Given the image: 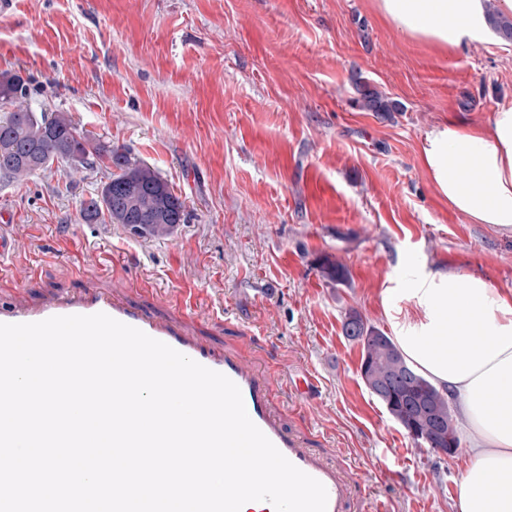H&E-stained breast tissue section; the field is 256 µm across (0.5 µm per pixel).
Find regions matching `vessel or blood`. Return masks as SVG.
<instances>
[{
  "label": "vessel or blood",
  "instance_id": "1",
  "mask_svg": "<svg viewBox=\"0 0 512 512\" xmlns=\"http://www.w3.org/2000/svg\"><path fill=\"white\" fill-rule=\"evenodd\" d=\"M95 313L107 314L140 329L199 364L227 376L240 388L252 422L291 463L325 486L327 512H366L364 502L355 495L354 474L321 449L311 447L305 434L286 427L275 403V382L239 351L220 350L193 336L187 319L165 317L120 298L106 296L96 278L91 276L86 277L78 294L56 297L37 306L20 302L8 305L0 301V323H32L54 316Z\"/></svg>",
  "mask_w": 512,
  "mask_h": 512
}]
</instances>
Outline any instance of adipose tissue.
Segmentation results:
<instances>
[{"label": "adipose tissue", "instance_id": "adipose-tissue-1", "mask_svg": "<svg viewBox=\"0 0 512 512\" xmlns=\"http://www.w3.org/2000/svg\"><path fill=\"white\" fill-rule=\"evenodd\" d=\"M493 5L512 15V0H375L406 39L447 52L495 39ZM421 161L456 213L512 233V102L485 127L434 126ZM383 300L407 362L447 391L464 421L458 512H512V290L430 272L396 279ZM407 303L421 308L419 320L403 318Z\"/></svg>", "mask_w": 512, "mask_h": 512}]
</instances>
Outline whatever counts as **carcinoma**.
<instances>
[{
    "label": "carcinoma",
    "instance_id": "carcinoma-1",
    "mask_svg": "<svg viewBox=\"0 0 512 512\" xmlns=\"http://www.w3.org/2000/svg\"><path fill=\"white\" fill-rule=\"evenodd\" d=\"M29 81L17 72L0 73V107L8 115L0 120V177L23 182L37 173L52 169L54 162H67L84 169L104 165L108 181L101 192L84 202L83 219L87 224L105 220L109 224H139L138 238L167 236L187 221L185 205L171 189L157 192L164 182L150 166L133 162L121 148L103 145L86 135L76 139L77 126L65 112L35 114L28 102ZM355 103L376 113L394 112L398 104L367 85L357 88ZM320 268L331 282H342L346 271L328 258ZM344 333L355 331L370 339L362 349L360 376L370 394L405 430L422 428L410 414L409 405L426 397L431 410L448 427V436L458 438L448 396L412 368L397 345L383 331L363 321L354 309L345 315ZM392 385L388 399L376 391V384Z\"/></svg>",
    "mask_w": 512,
    "mask_h": 512
}]
</instances>
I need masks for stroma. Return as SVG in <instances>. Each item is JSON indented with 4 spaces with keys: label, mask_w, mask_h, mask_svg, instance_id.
Segmentation results:
<instances>
[{
    "label": "stroma",
    "mask_w": 512,
    "mask_h": 512,
    "mask_svg": "<svg viewBox=\"0 0 512 512\" xmlns=\"http://www.w3.org/2000/svg\"><path fill=\"white\" fill-rule=\"evenodd\" d=\"M0 72L28 78L33 111L69 113L96 142L153 168L184 202L173 234L133 239L88 224L81 205L108 172L68 164L17 184L0 211L29 265L21 299L82 289L196 318L243 345L276 382L288 425L357 472L384 512H456L466 449L416 445L369 393L343 322L392 333L383 292L400 271L466 272L512 289V235L458 215L420 160L426 133L485 124L512 101V42L438 55L401 36L373 0H11ZM368 84L398 102L355 104ZM328 256L347 279L331 284ZM311 375L312 394L294 379Z\"/></svg>",
    "instance_id": "obj_1"
}]
</instances>
